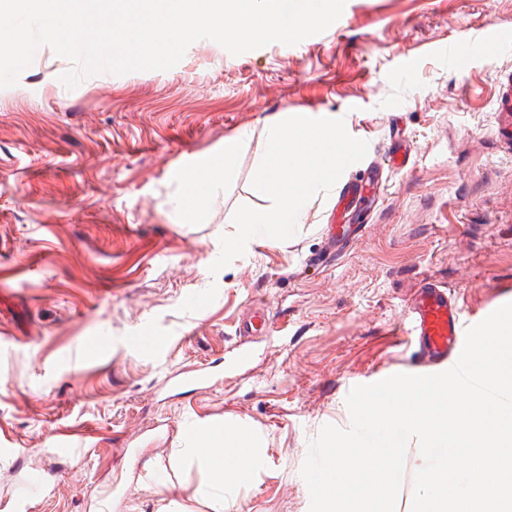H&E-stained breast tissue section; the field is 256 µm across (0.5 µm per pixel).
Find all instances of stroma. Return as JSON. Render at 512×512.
<instances>
[{"mask_svg": "<svg viewBox=\"0 0 512 512\" xmlns=\"http://www.w3.org/2000/svg\"><path fill=\"white\" fill-rule=\"evenodd\" d=\"M494 23L512 30V0H346L295 45L234 55L201 39L171 69L72 89L70 62L41 47L0 90V512H213L206 471L166 467L197 420L261 437L224 512H309L302 464L323 426L349 427L353 384L417 371L412 337L395 333L411 287L433 276L473 314L512 302V149L493 136L512 39L463 71L446 53ZM286 112L367 141L345 178L398 138L412 158L340 258L323 260L333 197L320 193L291 239L254 237L211 273L235 211L267 204L252 176L265 124ZM240 135L236 181L192 223L179 172ZM251 298L267 328L242 341ZM145 330L161 352L137 347ZM241 342L252 359L229 369ZM201 365L209 384L164 387ZM67 431L87 439L57 448Z\"/></svg>", "mask_w": 512, "mask_h": 512, "instance_id": "35a3bbf8", "label": "stroma"}]
</instances>
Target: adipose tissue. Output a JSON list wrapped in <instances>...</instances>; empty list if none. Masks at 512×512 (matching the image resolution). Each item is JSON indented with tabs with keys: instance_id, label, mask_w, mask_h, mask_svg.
I'll return each instance as SVG.
<instances>
[{
	"instance_id": "ef3b65f1",
	"label": "adipose tissue",
	"mask_w": 512,
	"mask_h": 512,
	"mask_svg": "<svg viewBox=\"0 0 512 512\" xmlns=\"http://www.w3.org/2000/svg\"><path fill=\"white\" fill-rule=\"evenodd\" d=\"M239 147V141L228 142L223 151L210 156L204 165L180 172L179 207L189 212L197 223H206L215 194L233 179V159ZM190 437L194 452L200 453L216 480L213 487L216 499H223L226 485L244 480L258 465L259 455L248 433L227 434L220 429L204 431L196 427Z\"/></svg>"
}]
</instances>
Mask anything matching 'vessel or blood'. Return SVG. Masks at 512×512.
Here are the masks:
<instances>
[{"mask_svg": "<svg viewBox=\"0 0 512 512\" xmlns=\"http://www.w3.org/2000/svg\"><path fill=\"white\" fill-rule=\"evenodd\" d=\"M496 137L512 147V77L504 76L496 99ZM412 150L408 143L398 144L387 158L386 165L375 164L367 180H349L336 192V209L349 214L370 193L380 192L384 169L401 170L408 166ZM266 305L250 302L249 319L238 328L239 336L246 337L266 326ZM405 318L415 338L416 355L421 366L450 369L457 362L465 343L468 328L480 323V315L467 312L458 295L449 286L431 277L419 280L412 293Z\"/></svg>", "mask_w": 512, "mask_h": 512, "instance_id": "1", "label": "vessel or blood"}]
</instances>
